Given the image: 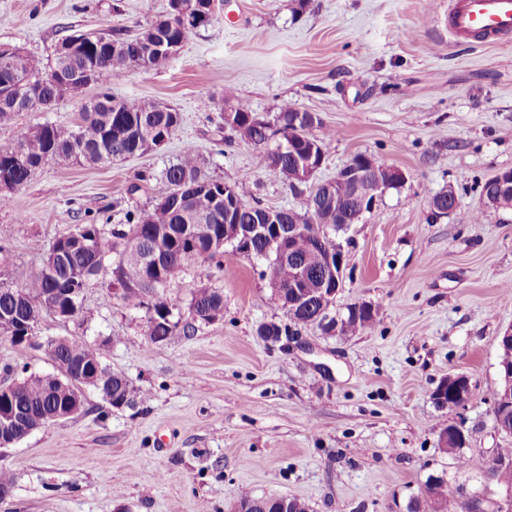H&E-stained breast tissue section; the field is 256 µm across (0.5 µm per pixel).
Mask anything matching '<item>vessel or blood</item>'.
<instances>
[{
    "label": "vessel or blood",
    "mask_w": 512,
    "mask_h": 512,
    "mask_svg": "<svg viewBox=\"0 0 512 512\" xmlns=\"http://www.w3.org/2000/svg\"><path fill=\"white\" fill-rule=\"evenodd\" d=\"M448 31L471 44H492L512 35V0H455Z\"/></svg>",
    "instance_id": "1"
}]
</instances>
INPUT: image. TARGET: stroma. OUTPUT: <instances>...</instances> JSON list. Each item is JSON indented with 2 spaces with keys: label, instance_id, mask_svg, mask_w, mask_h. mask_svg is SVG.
Wrapping results in <instances>:
<instances>
[{
  "label": "stroma",
  "instance_id": "35a3bbf8",
  "mask_svg": "<svg viewBox=\"0 0 512 512\" xmlns=\"http://www.w3.org/2000/svg\"><path fill=\"white\" fill-rule=\"evenodd\" d=\"M168 0H0V42L50 62L66 36L135 31L165 15ZM447 7L429 0H224L158 70L115 76L112 94L151 99L181 120L161 147L106 165L50 163L0 208L7 281L40 267L39 247L98 215L112 223L157 202L164 171L186 145L208 156L211 177L242 181L248 198L302 210L308 185L289 187L266 166L265 146L240 140L219 113L225 88L273 119L282 103L336 130L316 178L355 155L399 169L404 183L381 194L347 232L344 286L332 316L378 306L375 326L350 337L292 324L269 302L262 260L225 246L220 265L187 267L166 293L181 316L206 286L224 315L154 344L144 311L94 284L90 319L42 313V336L109 340L105 362L147 395L115 410L86 390L82 413L46 425L0 454L15 484L0 512H230L240 490L306 501L311 512H408L429 477L477 484L461 458L512 446L491 414L499 391L498 339L512 326V211L487 208L482 186L512 169V36L471 48L448 33ZM88 86L49 112L0 124V147L19 129L71 126ZM454 189L443 217L433 197ZM287 327L272 343L260 325ZM51 373L41 349L0 335V383L21 370ZM462 373L464 406L438 408L432 393ZM459 425L467 442L444 450Z\"/></svg>",
  "mask_w": 512,
  "mask_h": 512
}]
</instances>
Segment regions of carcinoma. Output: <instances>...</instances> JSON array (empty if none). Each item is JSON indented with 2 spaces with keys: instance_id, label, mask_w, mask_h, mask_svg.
I'll return each instance as SVG.
<instances>
[{
  "instance_id": "cac0c4a2",
  "label": "carcinoma",
  "mask_w": 512,
  "mask_h": 512,
  "mask_svg": "<svg viewBox=\"0 0 512 512\" xmlns=\"http://www.w3.org/2000/svg\"><path fill=\"white\" fill-rule=\"evenodd\" d=\"M175 10V0H169L167 14L148 22L134 35L119 30L85 33V50L65 59L56 55L52 62L44 63L21 50L11 61L0 60V122L10 120L16 112H44L72 97L76 85L71 77L77 73L101 87L96 97L83 104L80 122L75 126L46 122L22 128L12 146L0 147V180H8L19 187L50 162L106 165L113 157L121 159L142 154L168 139L179 125V113L169 108L163 110L160 104L149 99L118 98L108 91L107 85L112 77L122 72L117 61H137L145 43L164 41L182 46L192 29L180 26L173 19ZM224 104L231 110L232 122L225 121L223 113L220 119L245 141L267 146L276 135L286 137L288 132L297 130L305 142H312L325 152L335 137L331 130L324 131L320 137L312 135L310 130L315 125L322 126V121L307 120V113L286 102L281 105L273 125L252 112L230 88L224 91ZM208 164L209 160L202 153L186 148L177 163L166 169L169 191L156 204L127 212L123 224L81 225V229L92 236L90 247L63 253L53 268H42L40 274L19 287L0 280V316H11L14 335H27L24 322L41 315L47 309L44 301L48 299L62 309H76V317L87 321L82 307L83 292L101 276L120 282L124 288L122 299L127 306L146 311L147 336L153 344L167 340L180 327L186 330L195 322L211 323L221 316L223 296L211 288L197 289L189 305L197 316L185 324L180 318L174 319L175 306L165 293L167 285L189 265L220 264L217 257L222 252L210 250V245L212 238L224 235V224L228 220L224 205H218L202 220L182 204V198L196 192L202 182L209 183L219 194L224 190L223 180L207 174ZM266 164L288 186L299 182L298 160L292 153H268ZM363 183L369 187L380 183L389 189L401 186L379 167L366 170ZM229 186L239 207L228 221L243 227L266 223L268 207L249 201L237 183L231 182ZM358 214L355 192L348 185L338 186L328 202L317 194L308 195L302 213L290 208L276 210L280 224L306 227L313 220L325 226L329 235L324 237V243L333 249L336 248V225L355 222ZM117 240L126 245L135 243L142 255H153L155 260L144 264L126 258L121 252L111 268L102 266L97 251H112ZM267 245L268 241L261 237L252 240L253 256L265 260L261 276L272 288L270 301L282 308L285 302L293 301L291 284L296 278L295 266L267 255ZM331 306L332 301L312 295L289 317L297 325L319 326L318 317L328 316ZM377 314L376 308L350 305L347 315L341 319L340 335L353 336L371 328ZM46 345L53 346L59 367L68 370L76 366L100 372L93 389L113 409L130 408L146 400V393L105 363L106 342L63 337L55 345L49 339ZM5 402L11 404L19 416L14 431L22 436L29 427L69 406L70 396L46 375L31 373L18 379L16 390ZM463 466L479 470L487 482L502 492L512 490V448H499L492 458L476 464L467 459ZM460 490L461 487L451 488L443 478L435 477L426 485L424 500L415 501L409 512H469ZM238 502L249 512H310L309 505L295 497H258L246 491L238 495Z\"/></svg>"
}]
</instances>
